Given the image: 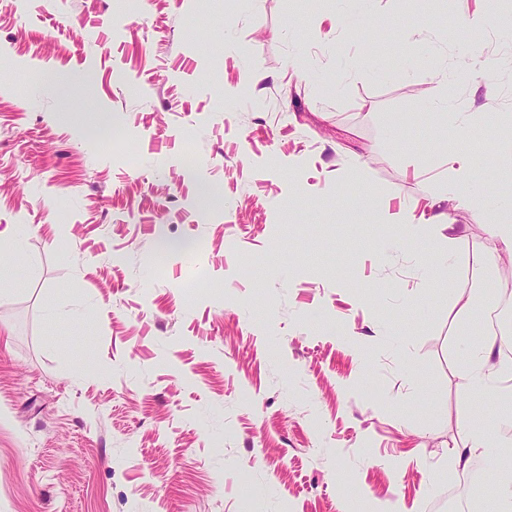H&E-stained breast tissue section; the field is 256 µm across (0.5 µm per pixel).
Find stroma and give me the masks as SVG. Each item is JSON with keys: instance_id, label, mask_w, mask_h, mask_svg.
Listing matches in <instances>:
<instances>
[{"instance_id": "1", "label": "stroma", "mask_w": 512, "mask_h": 512, "mask_svg": "<svg viewBox=\"0 0 512 512\" xmlns=\"http://www.w3.org/2000/svg\"><path fill=\"white\" fill-rule=\"evenodd\" d=\"M345 8L0 0V512L462 489L466 428L512 404L460 387L505 267L438 182L469 151L489 209L512 192V0H371L355 30ZM418 203L457 226L445 273L392 226Z\"/></svg>"}]
</instances>
